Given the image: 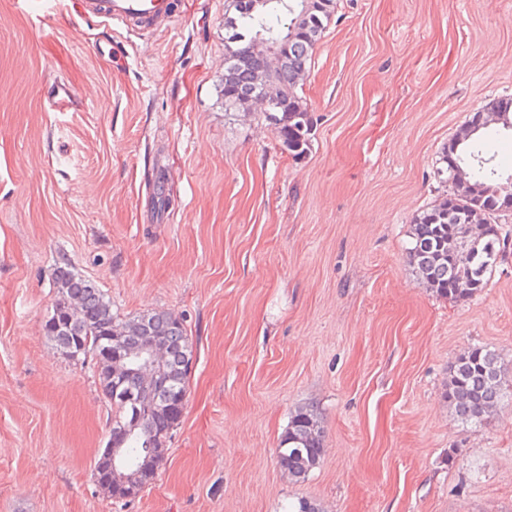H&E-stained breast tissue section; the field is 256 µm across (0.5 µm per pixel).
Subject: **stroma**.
<instances>
[{"instance_id":"1","label":"stroma","mask_w":512,"mask_h":512,"mask_svg":"<svg viewBox=\"0 0 512 512\" xmlns=\"http://www.w3.org/2000/svg\"><path fill=\"white\" fill-rule=\"evenodd\" d=\"M230 5L175 0L144 35L0 0V512H512V379L477 425L445 397L472 345L512 375V235L466 300L406 254L444 144L512 97V0H336L300 156L224 109ZM63 257L119 317L166 310L193 341L181 422L126 504L94 478L95 370L43 332ZM302 406L326 452L294 481L277 448Z\"/></svg>"}]
</instances>
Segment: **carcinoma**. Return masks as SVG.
<instances>
[{
  "label": "carcinoma",
  "mask_w": 512,
  "mask_h": 512,
  "mask_svg": "<svg viewBox=\"0 0 512 512\" xmlns=\"http://www.w3.org/2000/svg\"><path fill=\"white\" fill-rule=\"evenodd\" d=\"M235 14L224 17V111L247 108L267 85L277 102L266 118L289 151L306 152L312 125L308 108L298 94L308 74L315 48L325 31L324 21L334 0H233ZM279 45L268 55L260 44ZM488 111L507 114L502 128L512 130V97L489 103ZM491 121L474 113L460 132L442 148L443 167L437 176L444 184L438 203L418 213L411 225L407 248L410 263L423 283L437 296L458 300L481 291L502 257L501 211L512 210L502 178L490 166V143L484 129ZM56 299L48 313L44 334L61 354L76 361L101 364L98 387L109 407V437L125 448L124 470L145 488L155 479L167 442L182 413L175 398L187 397L193 343L183 323L170 311L145 312L128 319L112 313V303L93 282L66 266L53 277ZM165 347V357L154 371L158 381L123 369L112 362L105 346L119 344L135 352L148 343ZM504 367L497 354L470 346L453 363L446 397L464 423L479 424L506 396ZM141 400L144 417L133 424L124 395ZM324 430L313 409L302 407L291 415L278 448V465L288 477L301 480L324 456Z\"/></svg>",
  "instance_id": "carcinoma-1"
}]
</instances>
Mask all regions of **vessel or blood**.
<instances>
[{"instance_id": "obj_1", "label": "vessel or blood", "mask_w": 512, "mask_h": 512, "mask_svg": "<svg viewBox=\"0 0 512 512\" xmlns=\"http://www.w3.org/2000/svg\"><path fill=\"white\" fill-rule=\"evenodd\" d=\"M81 18L154 32L172 18V0H76Z\"/></svg>"}]
</instances>
